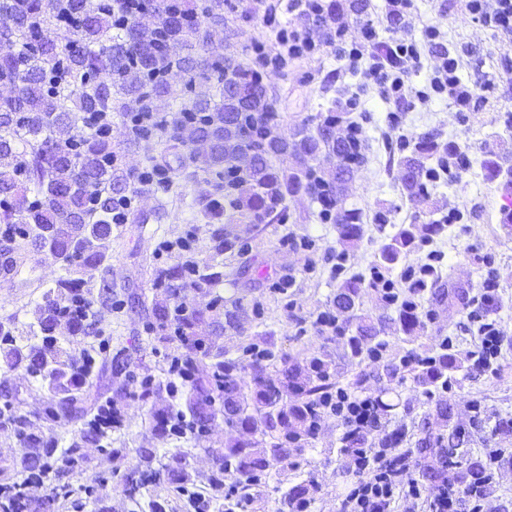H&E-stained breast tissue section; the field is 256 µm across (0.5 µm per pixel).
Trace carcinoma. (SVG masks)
<instances>
[{
  "mask_svg": "<svg viewBox=\"0 0 512 512\" xmlns=\"http://www.w3.org/2000/svg\"><path fill=\"white\" fill-rule=\"evenodd\" d=\"M79 0H0V84L12 95L0 101V240L11 245L16 258L0 266L4 278L18 273L29 248L50 246L65 265L66 275L42 295L36 322L20 331L7 320L0 321V356L7 366H25L51 395L48 418L80 422V441L107 438L112 423V402L90 398L94 359L76 360L58 341L61 330L70 336H85L94 328L92 302L85 296L82 273L98 269L108 260L114 224H144L147 217L127 198L131 178L147 179L156 189L169 192L175 169L166 160L151 157L142 172L125 169L122 154L140 140L154 138L164 151L181 148L178 166L188 165L205 174L211 191L198 199L210 224H219L236 207L269 224L286 218L284 201L290 194L305 192L333 209V222L344 241L362 234L361 213L346 207L340 184L351 173L352 160L360 154L357 140H334L330 131L344 122L340 115L326 118L315 132L302 127L291 135L281 131L277 101L268 94L256 74L233 55L216 61L206 56V47L224 42L230 30L224 16L225 0H135L137 9L118 6L119 0H93L91 14L83 15ZM183 82L168 81L173 71ZM180 100L178 108L172 102ZM129 126V139L121 146L112 142V117ZM247 144L249 186L244 192L224 188V171L239 159ZM437 146L428 133L417 137L411 155L405 188L412 197L424 193L425 160ZM295 158L301 169L288 173L273 167L274 158ZM336 158L334 177L326 189H317L314 171L305 164L318 157ZM415 226L401 228L380 249L378 266L396 264L403 250L416 239L437 234L442 225H424L416 236ZM219 272L202 270L189 263L156 271L159 288L179 286L210 288ZM365 292L359 278L344 281L333 297L336 314L346 317L341 333H350L354 353L377 339L382 322L357 313ZM437 299H454L463 308L468 294L461 287L432 292ZM168 295L154 298L152 315L160 326L172 322L179 339L193 344L212 326L236 329V316L224 312L208 322L201 314L171 313ZM398 320L409 336L421 328L417 311L401 308ZM188 363L187 389L180 406L157 416L156 431L199 436L217 415L240 435L222 448H207L214 457L210 482L224 485L233 480L220 512H243L250 501L248 490L259 484L270 469L283 471L297 465L308 445L313 408L321 395L335 387L336 364L322 354H313L305 364L290 362L266 351L264 359L249 364L250 379L240 375L243 366L214 355L212 373L195 377ZM459 368L455 354L440 346L431 365L414 373L416 384L430 392L448 387V373ZM26 422L11 403L0 407V428H10L21 438L24 450L13 463L15 480L5 489L0 512H50L59 495L70 493L59 483L51 495L40 499L25 492L34 479L64 472L53 470L58 441L24 433ZM439 444L442 448L464 445L456 431L433 435L428 430L407 453L418 458ZM79 441L62 453L69 470L82 464ZM139 467L125 478L126 491L137 493L151 480L163 479L185 492L192 475L183 454L168 461L157 458V449L137 450ZM461 483L484 476L483 466L473 461L455 471ZM312 501L304 482L280 489L278 512H295Z\"/></svg>",
  "mask_w": 512,
  "mask_h": 512,
  "instance_id": "carcinoma-1",
  "label": "carcinoma"
}]
</instances>
